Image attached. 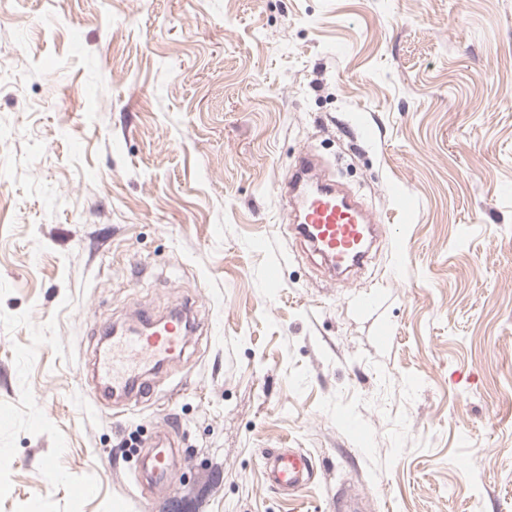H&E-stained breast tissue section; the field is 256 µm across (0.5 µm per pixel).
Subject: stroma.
<instances>
[{
  "mask_svg": "<svg viewBox=\"0 0 512 512\" xmlns=\"http://www.w3.org/2000/svg\"><path fill=\"white\" fill-rule=\"evenodd\" d=\"M307 152L388 228L355 283L283 232ZM184 299L202 332L156 394L98 407L103 324ZM161 432L144 496L118 444ZM273 448L312 483L269 487ZM340 488L512 512V0H0V512ZM176 448L175 443L166 435L158 436L150 448L140 451L137 475L144 478L152 488L167 485L177 453Z\"/></svg>",
  "mask_w": 512,
  "mask_h": 512,
  "instance_id": "1",
  "label": "stroma"
}]
</instances>
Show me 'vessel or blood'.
<instances>
[{"mask_svg": "<svg viewBox=\"0 0 512 512\" xmlns=\"http://www.w3.org/2000/svg\"><path fill=\"white\" fill-rule=\"evenodd\" d=\"M293 202L292 236L317 255L330 272L364 267L371 244L383 227L381 217L365 211L354 197L322 177L311 154L301 155L278 187ZM197 332L191 301L178 303L166 315L140 310L133 326L106 328L88 362L100 400L142 401L155 392L152 375L183 356ZM176 445L159 436L140 452L137 474L154 488L167 485ZM269 486L294 491L305 487L314 473L310 457L299 451L272 450L264 457Z\"/></svg>", "mask_w": 512, "mask_h": 512, "instance_id": "b4317fda", "label": "vessel or blood"}]
</instances>
